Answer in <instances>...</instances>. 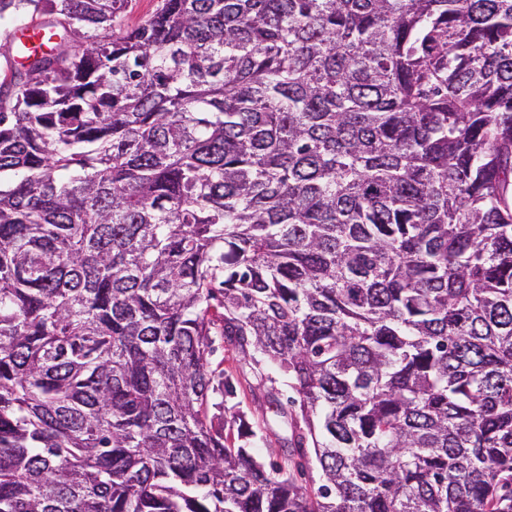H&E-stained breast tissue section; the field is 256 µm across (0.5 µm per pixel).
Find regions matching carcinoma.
Returning <instances> with one entry per match:
<instances>
[{"mask_svg":"<svg viewBox=\"0 0 512 512\" xmlns=\"http://www.w3.org/2000/svg\"><path fill=\"white\" fill-rule=\"evenodd\" d=\"M130 3L0 0V512H512V0ZM213 338V353L209 356L208 370L215 376V382L229 375L235 387L234 396L227 398V407L243 412L247 419L264 427L265 445L261 448V455L265 460L274 459L288 464L294 473L298 484L317 488L320 484V470L315 460L313 449L300 457L297 454L286 459L285 448L287 440L291 438L290 413L293 407L287 402L288 397L296 394L288 387L278 385L281 389L279 401L288 411V425L286 419L279 413L280 407L268 401L264 391L257 388L254 373L245 367L242 371L239 356L231 346L224 343V338L215 334ZM301 464V465H299Z\"/></svg>","mask_w":512,"mask_h":512,"instance_id":"1","label":"carcinoma"}]
</instances>
